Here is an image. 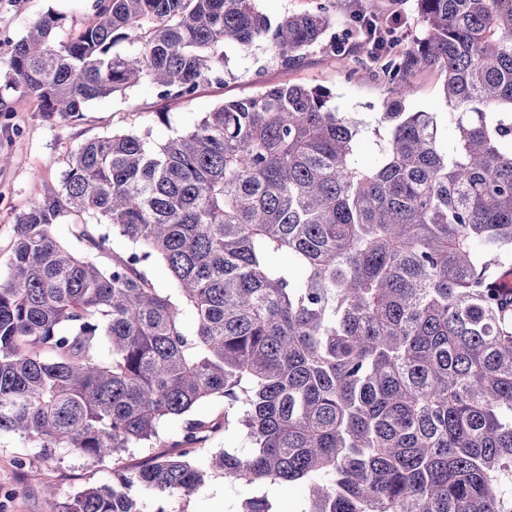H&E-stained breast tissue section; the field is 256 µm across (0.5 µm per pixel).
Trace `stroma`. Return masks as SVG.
<instances>
[{"label": "stroma", "instance_id": "1", "mask_svg": "<svg viewBox=\"0 0 512 512\" xmlns=\"http://www.w3.org/2000/svg\"><path fill=\"white\" fill-rule=\"evenodd\" d=\"M362 2L258 0L260 10L274 20L286 14L325 11L332 18L326 37H341V51L317 46L299 62L286 66L268 45L246 51L231 47L226 51L223 84L202 85L189 100L161 102L154 86L145 80L125 94L91 102L83 118L74 122L45 117L35 101L9 89L0 91V154L11 158L8 166L0 168V280L9 273L18 215L46 188L59 185L72 153L86 139L132 130L147 136L156 147L172 136L191 131L206 112L223 101L247 98L265 87L284 83L325 87L331 93L332 105L340 111L375 122L388 95V85L378 77L361 79L351 74L363 57L364 36L354 21ZM87 4L88 0H0V73H8L12 44L26 35L36 18L50 9L66 14L65 28L58 33L63 39L84 24ZM378 7L381 16L396 11L402 17L401 25L392 31L395 52L411 49L423 32L416 0H378ZM409 83L411 110L446 115L448 107L441 97L436 71L417 70ZM192 416L207 425L206 451L197 456L198 466H206L207 451L223 448L234 453L246 449L243 431L234 426L225 431L218 428L224 420L223 399L201 402ZM148 454V449L133 448L98 461L64 451L58 460L49 462L34 442L1 435L0 512H44L46 487H54L63 499L79 487L111 482L113 467L137 468ZM260 495L267 496L274 512H302L306 503L304 488L231 486L219 474L208 475L204 484L189 495L162 502L147 491L139 493L147 512H155L161 505L167 512H242L247 499Z\"/></svg>", "mask_w": 512, "mask_h": 512}]
</instances>
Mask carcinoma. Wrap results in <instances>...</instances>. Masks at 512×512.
Returning a JSON list of instances; mask_svg holds the SVG:
<instances>
[{
  "mask_svg": "<svg viewBox=\"0 0 512 512\" xmlns=\"http://www.w3.org/2000/svg\"><path fill=\"white\" fill-rule=\"evenodd\" d=\"M417 7L406 54L368 34L390 85L368 150L364 118L294 84L224 101L158 148L134 131L79 145L16 220L0 435L48 461L103 459L168 420L197 440L193 408L219 397L249 442L210 453L229 483H301L307 512H512V0ZM65 23H32L5 87L76 121L145 79L189 100L224 82L230 45L297 62L332 19L274 24L257 0H91L59 40ZM424 68L442 78L445 121L407 110ZM65 218L89 255L56 238ZM112 231L136 251L111 252ZM153 259L174 288L154 287ZM197 452L152 455L47 512H146L138 490L204 483Z\"/></svg>",
  "mask_w": 512,
  "mask_h": 512,
  "instance_id": "carcinoma-1",
  "label": "carcinoma"
}]
</instances>
